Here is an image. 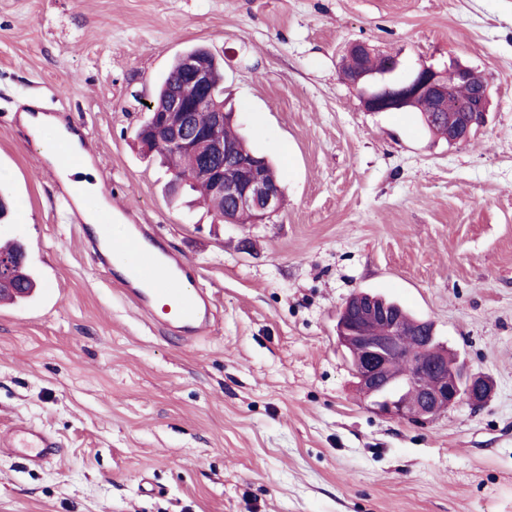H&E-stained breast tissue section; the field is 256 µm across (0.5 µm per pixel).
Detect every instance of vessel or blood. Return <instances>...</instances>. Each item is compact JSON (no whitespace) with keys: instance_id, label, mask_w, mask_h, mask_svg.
<instances>
[{"instance_id":"obj_1","label":"vessel or blood","mask_w":512,"mask_h":512,"mask_svg":"<svg viewBox=\"0 0 512 512\" xmlns=\"http://www.w3.org/2000/svg\"><path fill=\"white\" fill-rule=\"evenodd\" d=\"M49 160L52 172L59 175L86 162L65 138L50 149ZM91 246L95 260L102 263L108 262L111 252L124 254V291L148 317H163L177 331L198 333L207 327L209 297L187 288L182 279L188 260L153 242L144 225H127L125 236L119 240L112 239L107 230H100ZM58 448L53 434L37 424L18 422L0 429V449L23 457L34 468L55 458Z\"/></svg>"}]
</instances>
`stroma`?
Here are the masks:
<instances>
[{
  "label": "stroma",
  "mask_w": 512,
  "mask_h": 512,
  "mask_svg": "<svg viewBox=\"0 0 512 512\" xmlns=\"http://www.w3.org/2000/svg\"><path fill=\"white\" fill-rule=\"evenodd\" d=\"M356 40L479 71L486 125L451 144L365 111L340 73ZM195 46L278 168L267 223L173 199L136 139ZM32 100L84 133L129 223L195 266L216 303L196 340L170 341L93 261L20 121ZM0 185L58 298L0 306V428L62 445L39 469L0 451V512H512V0H0ZM359 290L432 321L486 405L423 427L369 409L336 338Z\"/></svg>",
  "instance_id": "1"
}]
</instances>
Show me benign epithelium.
<instances>
[{
  "mask_svg": "<svg viewBox=\"0 0 512 512\" xmlns=\"http://www.w3.org/2000/svg\"><path fill=\"white\" fill-rule=\"evenodd\" d=\"M399 62L392 59L388 79L367 86L370 72L361 67L348 83L362 94L369 112H387L407 99L428 94L437 112H452V90L443 72L421 65L403 76ZM490 104L489 86H482L463 109L465 119L448 127V143L465 140L472 128L486 124ZM148 120L138 131V142L149 151L166 142L177 154L196 156L200 164L192 175L172 181V194L187 182L207 193L227 199L220 219L237 223L236 215L246 212L254 224H264L283 204L282 188L266 172L265 159L241 157L224 143V124L235 118L212 88L211 53L182 56V78L173 83L164 101L150 103ZM210 112V122L201 127L196 112ZM340 345L353 355L351 370L363 399L376 413L397 421L429 423L462 403L478 408L490 394V383L469 372L459 356H448L437 341L435 330L425 322L405 326L402 315L381 296L370 292L354 294L340 311L336 324ZM410 360V370L399 372L393 361L399 354ZM413 390L414 398L405 393Z\"/></svg>",
  "mask_w": 512,
  "mask_h": 512,
  "instance_id": "7a95c632",
  "label": "benign epithelium"
}]
</instances>
